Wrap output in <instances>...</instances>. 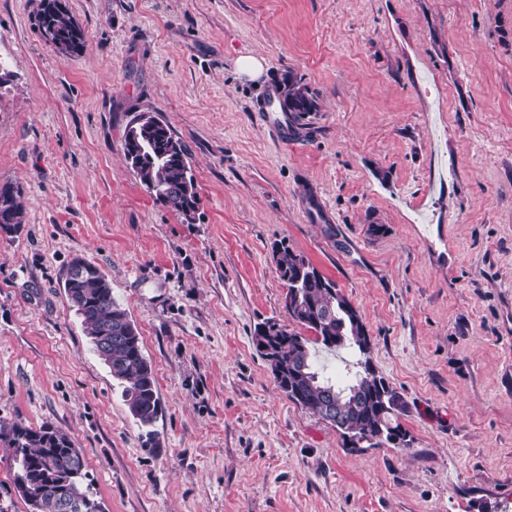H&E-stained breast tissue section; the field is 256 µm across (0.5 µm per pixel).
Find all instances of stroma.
<instances>
[{
  "instance_id": "1",
  "label": "stroma",
  "mask_w": 512,
  "mask_h": 512,
  "mask_svg": "<svg viewBox=\"0 0 512 512\" xmlns=\"http://www.w3.org/2000/svg\"><path fill=\"white\" fill-rule=\"evenodd\" d=\"M0 0V428L51 424L105 512H512V0ZM263 62L260 78L237 60ZM317 112L256 105L285 76ZM184 142L195 223L128 166L139 113ZM288 244L360 312L408 448H345L256 351ZM81 257L138 327L144 448L63 284ZM57 4V0H41V9L37 15L38 28L42 36H51V45L62 55H68L69 52H62V49L55 45L57 40L69 42L72 55L77 54L84 46V32L81 28L75 29L74 21L62 3L61 6ZM9 198L11 200V213L9 215V224L4 222L0 216V233L11 234L17 232L24 221V206L21 201V194L18 189L9 184L0 186V198Z\"/></svg>"
}]
</instances>
